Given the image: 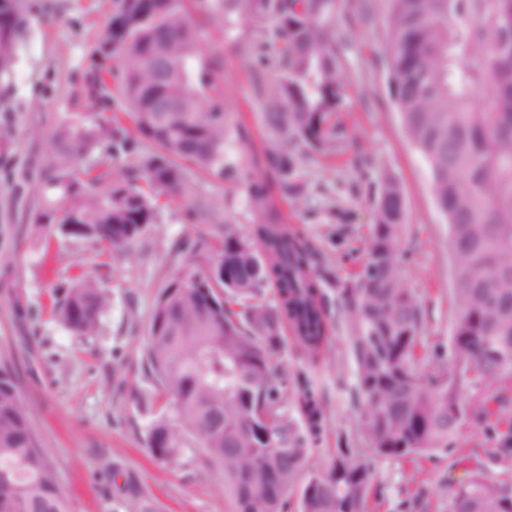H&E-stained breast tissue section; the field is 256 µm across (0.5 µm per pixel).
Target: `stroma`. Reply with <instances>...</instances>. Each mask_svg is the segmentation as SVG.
<instances>
[{"instance_id": "35a3bbf8", "label": "stroma", "mask_w": 512, "mask_h": 512, "mask_svg": "<svg viewBox=\"0 0 512 512\" xmlns=\"http://www.w3.org/2000/svg\"><path fill=\"white\" fill-rule=\"evenodd\" d=\"M31 17L9 84L0 86V361L11 363L31 423L75 512H133L140 500L151 512H236L224 476L188 443L172 461L156 459L146 443L160 404L144 348L157 295L170 281L208 266V245L225 226L250 235L265 211L299 229L318 247L329 323L327 357L310 362L293 338L281 358L304 372L327 405L325 430L307 466L318 469L341 448H365L354 401L356 365L338 319L336 281L360 269L369 247L374 209L385 176L403 191L408 220L400 240L402 276L418 301V367L455 372L450 336L456 260L446 217L432 191L429 166L407 137L391 89L387 57V0H344L336 22L342 45L343 107L336 118L348 134L333 154L272 138L268 104L274 72L251 51L273 26L271 19L225 29L221 17L201 16L202 56L215 62L213 96L223 98L228 147L237 169L218 179L189 173L182 192L159 210L155 224L127 252L100 254L87 239L62 238L38 229L42 173L54 133L88 118L95 108L85 91L100 28L118 0H25ZM298 156L302 187L283 195L271 188L257 206L250 185L268 178V143ZM216 204L207 217L203 203ZM97 277L110 302L98 336L83 339L53 314L60 287L80 274ZM485 437L463 422L449 449L423 461L414 473L406 460L368 454L382 496L375 512H452L454 490L472 468L486 463Z\"/></svg>"}]
</instances>
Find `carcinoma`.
<instances>
[{"label": "carcinoma", "mask_w": 512, "mask_h": 512, "mask_svg": "<svg viewBox=\"0 0 512 512\" xmlns=\"http://www.w3.org/2000/svg\"><path fill=\"white\" fill-rule=\"evenodd\" d=\"M389 80L406 133L425 157L433 196L448 220L459 263L458 315L451 344L457 371L472 372L476 395L464 403L475 423L506 425L486 456L512 464V400L486 398L485 387L512 375V0H388ZM342 0H118L101 29L88 97L108 111L107 79L122 88L135 132L95 118L62 127L34 216L59 234L95 242L111 254L132 247L156 223L158 200L181 191L190 168L222 178L234 171L226 152L224 99L208 94L213 64L200 55L192 8L218 14L224 26L271 16L273 37L253 52L278 71L269 102L272 134L297 139L316 153L343 147L336 121L343 69L336 44ZM27 25L20 0H0V83L10 79ZM165 51L175 65L161 77L149 61ZM124 58L117 72L107 65ZM112 140V157L135 156L141 187L117 180L89 187L82 168L95 143ZM268 163L285 193L300 187L298 159L269 149ZM407 209L388 179L376 203L366 262L336 282L339 316L356 363L354 400L360 431L377 455L415 460L448 443L461 424L452 377L423 373L413 294L403 286L398 243ZM263 246L258 253L253 240ZM216 256L224 279L199 273L197 288L158 294L145 358L164 406L150 423L147 446L162 461L195 440L224 471L238 512H284L301 485V512H369L373 474L358 448H341L320 472L303 465L322 436L326 405L306 381L305 425L292 420L282 392L290 375L280 351L293 330L311 360L320 357L328 322L312 261L314 246L280 227L275 214L254 238L224 229ZM276 286L271 301L265 292ZM108 302L96 279L84 277L57 301L60 322L79 337L98 334ZM512 480L477 467L454 493L452 512H512ZM0 512H73L31 425L13 367L0 364Z\"/></svg>", "instance_id": "obj_1"}]
</instances>
